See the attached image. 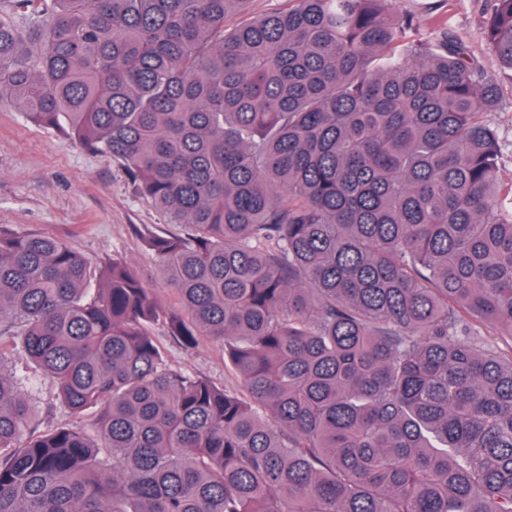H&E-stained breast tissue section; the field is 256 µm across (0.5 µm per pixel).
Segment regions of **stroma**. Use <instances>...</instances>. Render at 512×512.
Wrapping results in <instances>:
<instances>
[{"label": "stroma", "mask_w": 512, "mask_h": 512, "mask_svg": "<svg viewBox=\"0 0 512 512\" xmlns=\"http://www.w3.org/2000/svg\"><path fill=\"white\" fill-rule=\"evenodd\" d=\"M486 0H396L399 12L420 24L447 20L452 33L479 57L498 84L499 105L488 120L505 142L501 182L512 181V80L486 50L482 28ZM32 229L67 241L96 268L112 260L127 261L141 280L158 291L164 307L177 305L164 288L157 262L147 244L154 234L179 232V225L153 203L137 196L121 165L65 141L56 131L29 122L21 113L0 111V225ZM167 361L185 372L238 389L235 371L224 363L221 345L200 339L187 349L151 326ZM23 391L36 408L41 429L70 423L63 410L47 415L57 390L43 377H31Z\"/></svg>", "instance_id": "obj_1"}]
</instances>
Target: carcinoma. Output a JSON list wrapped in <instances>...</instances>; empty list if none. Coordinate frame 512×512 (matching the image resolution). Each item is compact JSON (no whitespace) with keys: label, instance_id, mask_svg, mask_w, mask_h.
I'll list each match as a JSON object with an SVG mask.
<instances>
[{"label":"carcinoma","instance_id":"1","mask_svg":"<svg viewBox=\"0 0 512 512\" xmlns=\"http://www.w3.org/2000/svg\"><path fill=\"white\" fill-rule=\"evenodd\" d=\"M0 110L121 164L180 311L0 225V512H512L498 88L393 0H8ZM488 51L512 72V0ZM224 347L230 392L149 327ZM96 410L87 425L80 419ZM23 392L36 408L35 419L40 423V429L61 426L72 422V418L61 408L54 415L45 413L47 404L56 403L57 390L53 382L47 378L31 376L23 385Z\"/></svg>","mask_w":512,"mask_h":512}]
</instances>
